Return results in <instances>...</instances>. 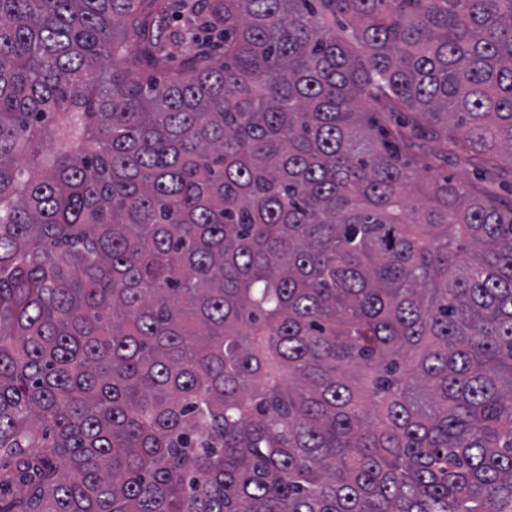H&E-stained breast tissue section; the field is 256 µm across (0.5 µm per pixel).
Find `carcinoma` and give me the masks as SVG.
I'll list each match as a JSON object with an SVG mask.
<instances>
[{
  "instance_id": "obj_1",
  "label": "carcinoma",
  "mask_w": 512,
  "mask_h": 512,
  "mask_svg": "<svg viewBox=\"0 0 512 512\" xmlns=\"http://www.w3.org/2000/svg\"><path fill=\"white\" fill-rule=\"evenodd\" d=\"M440 141L512 169V0H0V512H512Z\"/></svg>"
}]
</instances>
